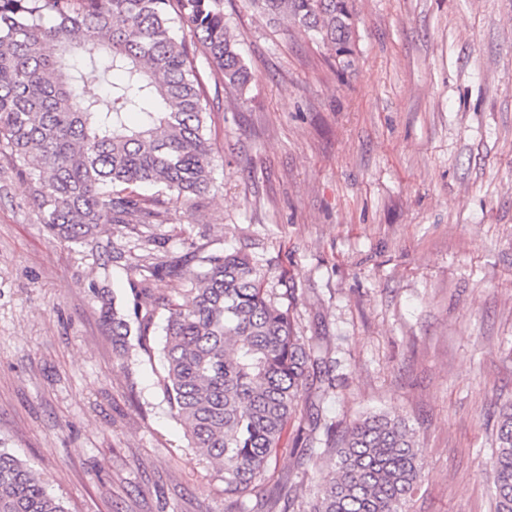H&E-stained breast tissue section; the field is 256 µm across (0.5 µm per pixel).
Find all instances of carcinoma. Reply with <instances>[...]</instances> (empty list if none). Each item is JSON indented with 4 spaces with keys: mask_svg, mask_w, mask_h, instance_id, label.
Here are the masks:
<instances>
[{
    "mask_svg": "<svg viewBox=\"0 0 512 512\" xmlns=\"http://www.w3.org/2000/svg\"><path fill=\"white\" fill-rule=\"evenodd\" d=\"M275 21L352 64L351 0H253ZM188 28L224 85L250 72L224 22L223 0H0V154L24 175L54 238L112 251V225L161 224L149 186L188 200L211 187L206 99ZM96 74L105 98L80 91ZM265 274L238 251L203 258L168 304L163 385L189 445L224 485L225 512H276L263 493L289 420L321 361L271 300ZM486 481L493 512H512V402L500 406ZM424 457L400 416L353 421L336 463L298 512H407ZM0 512H67L28 464L0 448Z\"/></svg>",
    "mask_w": 512,
    "mask_h": 512,
    "instance_id": "cac0c4a2",
    "label": "carcinoma"
}]
</instances>
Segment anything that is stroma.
<instances>
[{
    "instance_id": "1",
    "label": "stroma",
    "mask_w": 512,
    "mask_h": 512,
    "mask_svg": "<svg viewBox=\"0 0 512 512\" xmlns=\"http://www.w3.org/2000/svg\"><path fill=\"white\" fill-rule=\"evenodd\" d=\"M250 69L244 93L205 58L213 183L163 196L143 278L53 239L0 156V448L68 512H224L223 485L165 399L167 305L239 249L327 372L303 393L265 476L309 491L335 437L385 410L425 471L409 512H491L485 471L512 401V0H354V64L251 0H223ZM106 289L128 322L113 335ZM149 318V350L137 347Z\"/></svg>"
}]
</instances>
